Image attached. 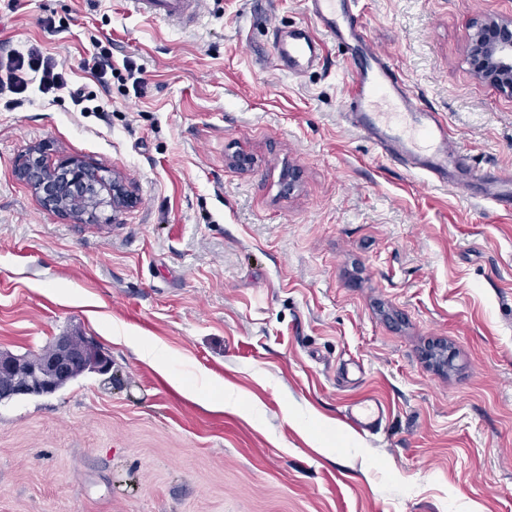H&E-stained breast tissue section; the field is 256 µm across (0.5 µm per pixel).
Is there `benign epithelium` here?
<instances>
[{"instance_id":"1","label":"benign epithelium","mask_w":512,"mask_h":512,"mask_svg":"<svg viewBox=\"0 0 512 512\" xmlns=\"http://www.w3.org/2000/svg\"><path fill=\"white\" fill-rule=\"evenodd\" d=\"M475 74L512 95V16L492 19L468 35ZM16 174L48 210L65 213L82 222L92 218L104 203L100 191H108L112 212L117 214L132 204L133 191L118 175L107 177L93 163L72 159L56 165L45 160L39 149L22 155ZM82 184L92 190L87 208L68 205L70 191ZM112 359L103 347L82 335L67 333L37 356H20L0 350V401L21 395L53 394L84 373L105 375Z\"/></svg>"}]
</instances>
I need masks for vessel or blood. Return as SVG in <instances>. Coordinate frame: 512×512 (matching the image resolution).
Wrapping results in <instances>:
<instances>
[{"label": "vessel or blood", "instance_id": "obj_1", "mask_svg": "<svg viewBox=\"0 0 512 512\" xmlns=\"http://www.w3.org/2000/svg\"><path fill=\"white\" fill-rule=\"evenodd\" d=\"M138 11L167 22H193L200 0H133ZM359 0H302L310 25L293 30L274 28L272 56L278 68L298 76L319 63L325 40L340 44L352 64L355 83L365 91L346 115L350 125L368 136L381 153L428 181L448 188L467 182L481 201L512 213V170L475 174L464 162L461 146L437 112L418 106L394 65L370 41L357 11ZM323 35L315 37L311 25ZM384 409L380 402L359 400L349 420L361 433L376 431Z\"/></svg>", "mask_w": 512, "mask_h": 512}]
</instances>
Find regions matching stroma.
Wrapping results in <instances>:
<instances>
[{
    "label": "stroma",
    "mask_w": 512,
    "mask_h": 512,
    "mask_svg": "<svg viewBox=\"0 0 512 512\" xmlns=\"http://www.w3.org/2000/svg\"><path fill=\"white\" fill-rule=\"evenodd\" d=\"M359 10L470 164L512 169V96L467 49L512 0ZM305 19L301 0H207L187 29L131 0H0L7 49L93 92L95 39L118 68L104 112L0 95V350L77 331L112 359L0 402V512H512V214L352 128L343 47L278 70L268 26ZM33 147L122 176L134 205L45 209L15 173ZM365 396L386 408L373 434L346 421Z\"/></svg>",
    "instance_id": "obj_1"
}]
</instances>
